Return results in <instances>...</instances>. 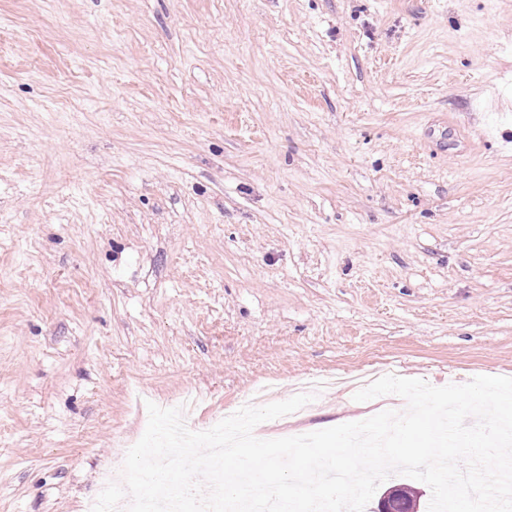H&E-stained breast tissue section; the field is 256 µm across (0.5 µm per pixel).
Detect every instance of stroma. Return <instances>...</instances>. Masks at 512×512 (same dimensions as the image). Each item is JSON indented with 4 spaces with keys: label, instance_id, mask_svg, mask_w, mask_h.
I'll list each match as a JSON object with an SVG mask.
<instances>
[{
    "label": "stroma",
    "instance_id": "stroma-1",
    "mask_svg": "<svg viewBox=\"0 0 512 512\" xmlns=\"http://www.w3.org/2000/svg\"><path fill=\"white\" fill-rule=\"evenodd\" d=\"M377 362L512 377V0H0V512Z\"/></svg>",
    "mask_w": 512,
    "mask_h": 512
}]
</instances>
